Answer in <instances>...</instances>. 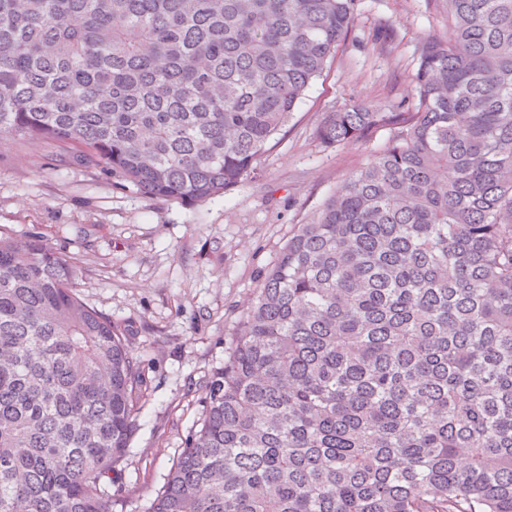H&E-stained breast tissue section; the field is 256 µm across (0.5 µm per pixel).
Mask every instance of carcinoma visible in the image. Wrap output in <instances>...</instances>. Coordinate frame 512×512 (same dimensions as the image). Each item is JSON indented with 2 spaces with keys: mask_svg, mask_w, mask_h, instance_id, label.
<instances>
[{
  "mask_svg": "<svg viewBox=\"0 0 512 512\" xmlns=\"http://www.w3.org/2000/svg\"><path fill=\"white\" fill-rule=\"evenodd\" d=\"M358 0H0V139L153 197L253 171ZM413 112L300 224L147 512H512V0H448ZM139 366L76 268L0 234V512H112Z\"/></svg>",
  "mask_w": 512,
  "mask_h": 512,
  "instance_id": "carcinoma-1",
  "label": "carcinoma"
}]
</instances>
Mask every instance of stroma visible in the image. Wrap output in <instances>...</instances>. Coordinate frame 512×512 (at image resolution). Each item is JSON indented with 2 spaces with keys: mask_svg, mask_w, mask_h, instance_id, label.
Masks as SVG:
<instances>
[{
  "mask_svg": "<svg viewBox=\"0 0 512 512\" xmlns=\"http://www.w3.org/2000/svg\"><path fill=\"white\" fill-rule=\"evenodd\" d=\"M447 31V0H359L335 58L254 173L194 205L65 162L51 143L0 142V233L38 237L74 262L84 302L121 326L142 371L112 512H146L199 430L207 383L289 236L394 134L326 148L317 126L356 102L412 111L418 49Z\"/></svg>",
  "mask_w": 512,
  "mask_h": 512,
  "instance_id": "35a3bbf8",
  "label": "stroma"
}]
</instances>
